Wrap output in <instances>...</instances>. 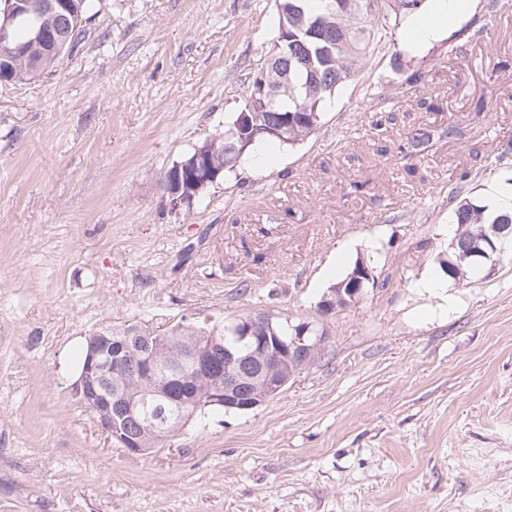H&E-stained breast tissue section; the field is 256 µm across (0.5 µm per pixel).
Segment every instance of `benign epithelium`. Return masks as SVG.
<instances>
[{"label": "benign epithelium", "mask_w": 512, "mask_h": 512, "mask_svg": "<svg viewBox=\"0 0 512 512\" xmlns=\"http://www.w3.org/2000/svg\"><path fill=\"white\" fill-rule=\"evenodd\" d=\"M53 12L61 17V24L52 36L51 49L62 51L72 34L77 31L82 17L74 0H0V46L10 44L11 31L17 24L33 26L31 49L42 48V29L36 27L43 13ZM292 23L297 30H308L317 36L328 26L336 12L319 19H306L303 8L293 10ZM296 36H288V27L273 48L269 63L258 70L246 92L247 107L242 115L255 113V107L276 94V89L288 85V55L294 49ZM217 140L210 139L194 148L193 156L180 161L164 176L169 208L178 212L193 205L209 186L217 180L223 168L209 162ZM512 233L509 224H491L482 235L473 237L457 231L449 244L451 249H462V255L471 257L482 267L485 277L496 274L502 262L504 246ZM373 269L364 262L357 263L343 283L331 288L318 304V311L328 315L336 310V300L361 298V288L373 282ZM277 317L271 313L245 322V338L250 340L246 351L224 350V366L212 363L218 344L205 343L200 336H177L165 341L147 330H129L118 336L87 337V361L73 385L77 401L94 412L96 425L106 434H112V425L122 421L134 424L121 443L131 453H142L150 447L157 434L155 424H146L136 417L138 402L124 383L142 382L147 386L140 394L155 398H171L166 386L188 378L201 385L207 404L252 410L276 397L303 369L318 360L326 347L323 331L311 332V325L299 328V334L285 342L277 336H261L268 332Z\"/></svg>", "instance_id": "1"}]
</instances>
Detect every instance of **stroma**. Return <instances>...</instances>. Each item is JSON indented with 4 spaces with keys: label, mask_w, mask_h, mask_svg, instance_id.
Returning <instances> with one entry per match:
<instances>
[{
    "label": "stroma",
    "mask_w": 512,
    "mask_h": 512,
    "mask_svg": "<svg viewBox=\"0 0 512 512\" xmlns=\"http://www.w3.org/2000/svg\"><path fill=\"white\" fill-rule=\"evenodd\" d=\"M486 5L416 54L435 111L369 103L394 77L374 54L313 134L177 213L164 175L241 111L276 0H96L56 70L0 81V512H512V256L488 279L444 272L460 174L474 202L512 183L494 159L512 142V0L448 60ZM417 129L432 140L410 174ZM360 259L374 286L320 315L329 267ZM265 311L328 343L253 410L135 455L73 395L93 330Z\"/></svg>",
    "instance_id": "obj_1"
}]
</instances>
